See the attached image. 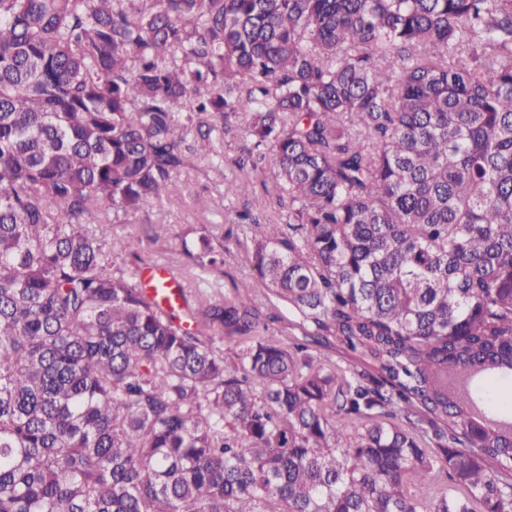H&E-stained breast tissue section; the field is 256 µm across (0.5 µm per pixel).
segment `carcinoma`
Listing matches in <instances>:
<instances>
[{"label":"carcinoma","instance_id":"obj_1","mask_svg":"<svg viewBox=\"0 0 512 512\" xmlns=\"http://www.w3.org/2000/svg\"><path fill=\"white\" fill-rule=\"evenodd\" d=\"M237 114L286 334L112 235ZM0 512H512V0H0ZM251 178L254 181V185L256 187V195L253 198V203L258 208L263 209L267 214L268 218L276 221L280 217L281 209L277 204V200L275 195H267L262 188L261 180L265 179L266 183L269 187L272 185V180L270 173L267 172L266 175L261 173L252 174ZM142 279L145 281H153L155 279L165 280L167 290L164 304L169 307L178 306L181 303V288L177 278L164 267H152L142 272Z\"/></svg>","mask_w":512,"mask_h":512}]
</instances>
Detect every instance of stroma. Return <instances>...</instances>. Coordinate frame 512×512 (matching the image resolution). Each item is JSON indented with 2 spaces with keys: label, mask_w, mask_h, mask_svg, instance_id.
Wrapping results in <instances>:
<instances>
[{
  "label": "stroma",
  "mask_w": 512,
  "mask_h": 512,
  "mask_svg": "<svg viewBox=\"0 0 512 512\" xmlns=\"http://www.w3.org/2000/svg\"><path fill=\"white\" fill-rule=\"evenodd\" d=\"M246 144L238 130L226 134L216 129L199 139L192 167L176 180L173 203L145 206L132 222L118 227V234L142 239L145 262L183 272V239L194 240L211 230L223 232L228 247L220 276L223 287L231 288L234 280L253 275L245 257V235L235 222L240 203L226 193L227 185L240 176L233 161Z\"/></svg>",
  "instance_id": "35a3bbf8"
}]
</instances>
